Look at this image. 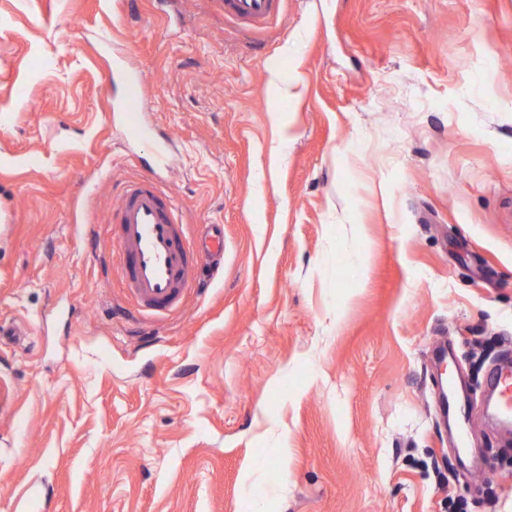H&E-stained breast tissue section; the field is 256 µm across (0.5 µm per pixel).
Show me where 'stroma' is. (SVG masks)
Returning a JSON list of instances; mask_svg holds the SVG:
<instances>
[{
  "label": "stroma",
  "mask_w": 512,
  "mask_h": 512,
  "mask_svg": "<svg viewBox=\"0 0 512 512\" xmlns=\"http://www.w3.org/2000/svg\"><path fill=\"white\" fill-rule=\"evenodd\" d=\"M162 148L224 259L156 319L109 219ZM0 321V512H512V0H0ZM221 1L224 7V15L251 27L267 24L278 15L281 4V0ZM142 84L141 79H137L125 98L119 105V111L123 114L124 124L128 133L133 138H138L142 132L141 118L143 112L147 109L144 105L139 87ZM507 369H496L493 371V380L499 389L500 398L498 401L496 415L505 422H510L512 418V374Z\"/></svg>",
  "instance_id": "1"
}]
</instances>
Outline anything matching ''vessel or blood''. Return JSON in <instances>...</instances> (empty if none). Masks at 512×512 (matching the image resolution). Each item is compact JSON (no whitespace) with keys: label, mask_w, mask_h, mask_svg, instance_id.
<instances>
[{"label":"vessel or blood","mask_w":512,"mask_h":512,"mask_svg":"<svg viewBox=\"0 0 512 512\" xmlns=\"http://www.w3.org/2000/svg\"><path fill=\"white\" fill-rule=\"evenodd\" d=\"M222 4L225 15L258 27L278 15L281 0H222ZM119 110L128 133L139 137L145 105L138 88H131ZM112 222L118 228L115 244L123 259L121 272L138 309L158 316L179 309L186 288L195 279V269L183 243L187 226L179 217L173 197L160 189L157 174L125 183ZM223 252V225H206L201 244L193 254L205 262ZM493 380L500 394L496 415L502 421H510L512 371L495 370Z\"/></svg>","instance_id":"vessel-or-blood-1"}]
</instances>
